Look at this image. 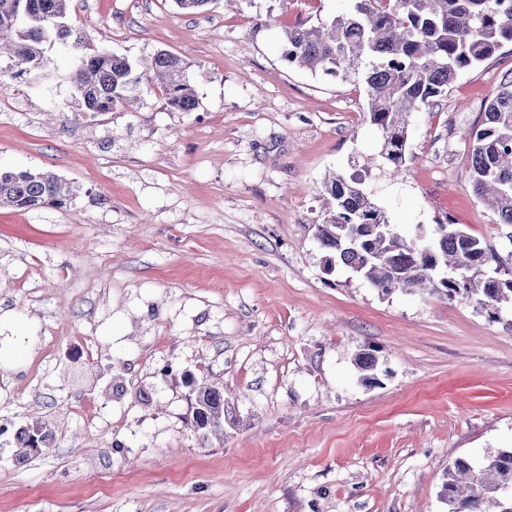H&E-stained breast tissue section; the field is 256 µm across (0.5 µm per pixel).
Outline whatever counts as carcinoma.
Returning <instances> with one entry per match:
<instances>
[{
    "label": "carcinoma",
    "mask_w": 512,
    "mask_h": 512,
    "mask_svg": "<svg viewBox=\"0 0 512 512\" xmlns=\"http://www.w3.org/2000/svg\"><path fill=\"white\" fill-rule=\"evenodd\" d=\"M71 0H0L1 48L27 72L45 63L51 40L77 50L72 77L83 111L111 112L158 88L178 112L198 108L182 60L158 52L139 69L123 55L81 50L82 41L67 22ZM350 13L299 24L286 31L282 56L291 66L344 79L361 76L367 118L381 137L380 157L394 175L408 155V118L448 92L460 73L493 58L512 44V0H351ZM475 196L512 224V76L489 100L484 120L469 130ZM362 179L334 173L323 182L329 198L316 238L328 260L388 294L424 290L450 300L476 301L499 316L512 308V273L499 275L502 257L453 221L437 225L431 254L420 258V241L389 223L387 212L362 188ZM72 190L51 172H0V207L62 208ZM355 226L356 240L346 228ZM361 380H375L370 349L355 358ZM191 427L197 433L224 435V391L200 385L191 400ZM47 425H25L15 433L18 456L45 448ZM448 512H512V449L486 456L478 466L466 458L448 465L440 493Z\"/></svg>",
    "instance_id": "cac0c4a2"
}]
</instances>
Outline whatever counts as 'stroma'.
<instances>
[{"label":"stroma","mask_w":512,"mask_h":512,"mask_svg":"<svg viewBox=\"0 0 512 512\" xmlns=\"http://www.w3.org/2000/svg\"><path fill=\"white\" fill-rule=\"evenodd\" d=\"M349 5L72 0L84 46L179 56L194 112L156 89L92 115L70 47L21 76L0 49V170L76 189L0 208V512H447L451 462L512 448V310L381 294L325 273L315 237L324 179L357 174L405 235L449 218L512 256L463 137L512 46L410 116L393 177L363 85L282 57L288 27ZM200 383L224 388L223 438L190 429ZM47 418L49 447L18 460L15 431Z\"/></svg>","instance_id":"obj_1"}]
</instances>
